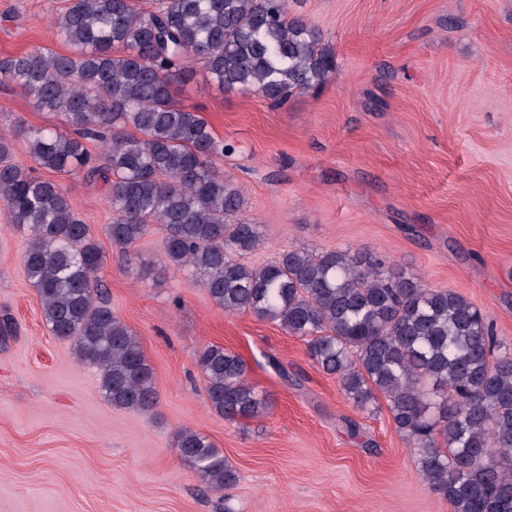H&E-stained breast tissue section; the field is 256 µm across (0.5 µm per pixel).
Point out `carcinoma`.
<instances>
[{"instance_id": "carcinoma-1", "label": "carcinoma", "mask_w": 512, "mask_h": 512, "mask_svg": "<svg viewBox=\"0 0 512 512\" xmlns=\"http://www.w3.org/2000/svg\"><path fill=\"white\" fill-rule=\"evenodd\" d=\"M289 2L156 0L143 10L136 0H67L53 26L68 52L36 47L1 58L0 82L61 114L72 132L21 119L15 130L39 167L104 183L113 245L130 247L161 225L167 261L188 270L217 306L304 339L310 358L338 377L356 407L383 395L418 471L453 512H512V349L485 313L365 249L292 248L260 266L240 261L261 234L238 219L243 195L215 167L233 147L196 109L176 104L174 84L189 60L203 62L219 87L273 105L326 83L335 54L290 15ZM91 142L101 145L99 155ZM0 201L27 232L24 269L51 334L100 370L112 406L152 410L154 372L104 297L98 273L106 256L91 226L63 187L14 161L4 134ZM197 365L209 406L224 419L267 407L237 354L208 346ZM175 448L207 490L236 482L207 436L182 428Z\"/></svg>"}]
</instances>
